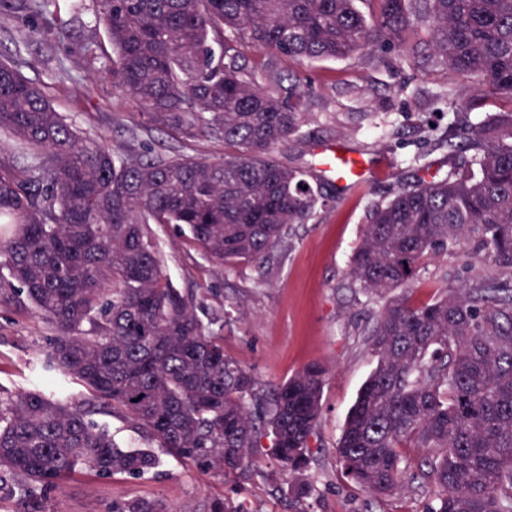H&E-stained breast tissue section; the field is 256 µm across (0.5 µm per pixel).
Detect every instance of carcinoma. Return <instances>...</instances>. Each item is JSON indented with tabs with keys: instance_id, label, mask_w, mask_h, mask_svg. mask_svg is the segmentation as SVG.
<instances>
[{
	"instance_id": "carcinoma-1",
	"label": "carcinoma",
	"mask_w": 512,
	"mask_h": 512,
	"mask_svg": "<svg viewBox=\"0 0 512 512\" xmlns=\"http://www.w3.org/2000/svg\"><path fill=\"white\" fill-rule=\"evenodd\" d=\"M97 0L115 89L147 122L185 141H224V159L119 156L85 140L22 73L0 59V128L33 149L27 170L0 161V303L26 297L56 328L46 364L82 384L88 406L41 390L0 406V493L43 512L78 468L141 477L149 449H122L90 418L93 403L125 417L175 459L235 478L263 440L304 477L321 414L324 368L309 364L262 387L224 355L194 300L162 268L150 224H173L222 267L262 263L295 224L326 206L312 170L279 157L300 135L305 88L261 84L241 63L250 47L299 63L379 49L417 58L423 76L470 78L468 100L444 97L448 154H472L443 177L372 206L352 258L354 288L386 296L423 259L469 245L498 275L464 281L422 306L391 298L368 329L376 367L351 407L336 453L376 498L402 486L399 449L428 453L436 489L427 512H512V0ZM57 0H0V10L50 22ZM488 99L482 124L458 116ZM112 512H163L123 501ZM203 512H245L213 498Z\"/></svg>"
}]
</instances>
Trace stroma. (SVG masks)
Returning <instances> with one entry per match:
<instances>
[{
  "instance_id": "stroma-1",
  "label": "stroma",
  "mask_w": 512,
  "mask_h": 512,
  "mask_svg": "<svg viewBox=\"0 0 512 512\" xmlns=\"http://www.w3.org/2000/svg\"><path fill=\"white\" fill-rule=\"evenodd\" d=\"M57 27L32 30L21 13H0V57L25 59L26 78L44 90L57 111L82 135L115 154L147 149L214 161L223 141L200 137L189 142L149 126L140 107L116 91L105 60H90V40L106 42L96 0H59ZM249 69L263 82L300 76L310 89L307 135L288 152L289 165L317 161L336 147L363 156L370 175L344 187L327 176L333 200L306 224L294 225L263 263L213 265L171 224H154L163 266L172 282L193 294L203 322L222 325L224 352L250 369L266 386L284 383L311 363L326 369L321 417L311 440L305 476L308 496L294 498L293 475L268 453H259L244 478L204 476L189 464L162 455L159 467L141 478H101L81 470L44 501L45 512H110L113 502L146 500L165 512H185L211 498L244 504L247 512H426L432 485L418 479L424 453L407 448L401 491L377 499L356 487L336 455L347 413L376 366L367 328L386 304L383 297L352 288L350 259L373 203L387 201L402 187L445 175L456 159L438 140L448 130L442 97H472L466 77L426 78L399 52L380 50L346 59L302 65L270 53L246 51ZM465 247L424 261L417 279L400 296L419 306L445 294L471 274L492 275L491 262L475 272L465 268ZM51 327L23 306L0 305V397L43 390L59 383L73 402L83 399L72 379L42 368Z\"/></svg>"
}]
</instances>
